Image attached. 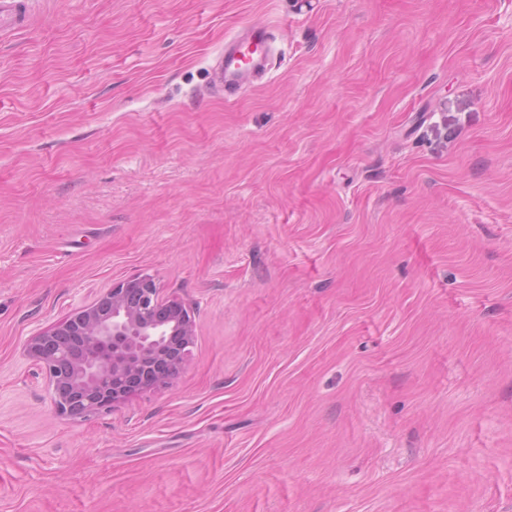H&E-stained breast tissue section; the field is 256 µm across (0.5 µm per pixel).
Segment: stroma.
<instances>
[{
	"mask_svg": "<svg viewBox=\"0 0 512 512\" xmlns=\"http://www.w3.org/2000/svg\"><path fill=\"white\" fill-rule=\"evenodd\" d=\"M43 3L0 40V512H512V0ZM142 274L182 370L58 416L24 341ZM264 41V31L261 28L251 30V41L245 48H225L216 56L217 78L221 83H237L242 81L247 72L263 63L260 48Z\"/></svg>",
	"mask_w": 512,
	"mask_h": 512,
	"instance_id": "1",
	"label": "stroma"
}]
</instances>
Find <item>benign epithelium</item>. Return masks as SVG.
Wrapping results in <instances>:
<instances>
[{"label":"benign epithelium","mask_w":512,"mask_h":512,"mask_svg":"<svg viewBox=\"0 0 512 512\" xmlns=\"http://www.w3.org/2000/svg\"><path fill=\"white\" fill-rule=\"evenodd\" d=\"M190 310L137 275L66 320L29 336L22 353L45 370L55 413L85 417L176 377L194 342Z\"/></svg>","instance_id":"1"}]
</instances>
